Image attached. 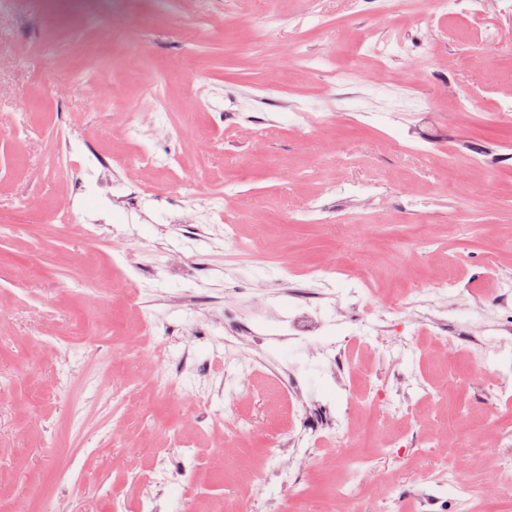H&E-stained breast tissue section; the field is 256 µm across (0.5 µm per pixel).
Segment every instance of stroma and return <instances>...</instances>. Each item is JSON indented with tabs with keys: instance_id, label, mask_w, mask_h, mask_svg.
I'll use <instances>...</instances> for the list:
<instances>
[{
	"instance_id": "stroma-1",
	"label": "stroma",
	"mask_w": 512,
	"mask_h": 512,
	"mask_svg": "<svg viewBox=\"0 0 512 512\" xmlns=\"http://www.w3.org/2000/svg\"><path fill=\"white\" fill-rule=\"evenodd\" d=\"M344 0H208L207 25L194 20L193 0H98L88 12L60 10L56 0H19L0 38V512H139L155 498L158 512H291L298 493L327 496L337 461L369 455L364 488L350 512H381L382 498L367 493L373 470L411 471L427 427L442 430L441 445L463 477L491 469L507 448L487 442L507 418L487 400L507 384L512 349L489 354L486 368L452 351L421 353L422 337L378 335L358 367L414 411L393 421L378 410L344 421V439L319 442L300 430L280 397L279 372L302 376L304 396L338 407L362 402V388L344 390L321 350L352 329L354 318L386 314L390 293L426 288L453 273L485 291L486 265L512 274V179L497 170L473 183L450 185L439 163L397 151L394 141L437 146L473 136L493 145L512 141V127L492 121L486 100L512 91V18L499 19L496 44L448 39L438 28L411 27L419 56L427 59V101L410 110L404 86L378 73L355 77L337 91L291 62L296 40L323 55L339 40L335 30L301 37L303 16L336 18ZM113 29L112 40L102 32ZM193 50V64L172 62ZM455 82L476 105L449 121L436 94ZM276 84L280 95L255 103L257 86ZM206 95L209 106L198 103ZM309 104L343 113L334 130L349 165L320 145V131H294L292 111ZM141 115L126 133L122 113ZM260 120L258 140L239 134ZM178 161L171 170L142 168L141 150ZM115 154L123 164L108 177L117 190L147 193L192 177L203 199L222 197L225 222L212 241L196 238L197 216L170 222L171 208L133 210L76 177L95 167V155ZM353 178L378 187L377 197L340 207L329 185ZM80 199L85 224H110L148 279L136 289L143 322L126 319L123 299L100 293L98 279H123L110 236L70 231L68 199ZM417 204L407 223L397 221L406 196ZM456 201L464 229L449 231L448 203ZM316 205L348 220L347 233L321 224H295L290 211ZM242 239L289 241L290 259L303 267L351 257L368 274L360 308L351 311V282L324 285L318 330L308 341H288L284 327L295 313L283 273L268 252L229 253L224 226ZM206 254L204 267L171 274L178 255ZM260 284L246 293L245 283ZM431 296L406 310L428 327L432 317L481 329L470 296L432 306ZM236 310L263 328L266 342L236 339L233 365L224 363V311ZM89 340L71 351L61 340L74 320ZM183 362L181 392L164 396L154 376ZM70 367L59 385L61 367ZM434 393L421 399L419 386ZM241 417L248 433L229 439L225 423ZM289 471L271 475L270 456Z\"/></svg>"
}]
</instances>
